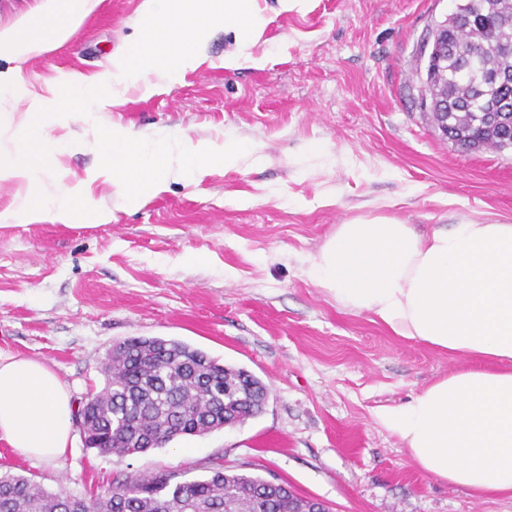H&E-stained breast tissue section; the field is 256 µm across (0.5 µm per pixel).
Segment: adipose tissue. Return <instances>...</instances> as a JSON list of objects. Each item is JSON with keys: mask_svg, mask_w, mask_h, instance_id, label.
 <instances>
[{"mask_svg": "<svg viewBox=\"0 0 512 512\" xmlns=\"http://www.w3.org/2000/svg\"><path fill=\"white\" fill-rule=\"evenodd\" d=\"M97 0H37L0 21V222L108 224L95 183L121 207L141 205L172 176L202 182L214 169L260 165L240 138L191 141L100 121L129 90L150 96L181 84L216 28L233 38L224 66L262 65L254 55L269 19L260 0H142L136 33L106 72L68 73L35 85L26 67L66 45ZM88 122L96 152L85 177L65 157ZM308 282L351 313H369L396 336L473 359L427 384L406 403L379 408L377 423L398 436L425 474L470 497L512 498V224L465 221L419 233L387 215L337 225L304 269ZM74 404L44 362L0 357V440L24 458L63 457Z\"/></svg>", "mask_w": 512, "mask_h": 512, "instance_id": "ef3b65f1", "label": "adipose tissue"}]
</instances>
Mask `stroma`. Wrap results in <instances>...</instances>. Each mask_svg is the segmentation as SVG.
<instances>
[{
	"label": "stroma",
	"instance_id": "35a3bbf8",
	"mask_svg": "<svg viewBox=\"0 0 512 512\" xmlns=\"http://www.w3.org/2000/svg\"><path fill=\"white\" fill-rule=\"evenodd\" d=\"M142 0H99L64 48L31 76L104 71L131 38ZM270 22L262 67L224 68L230 34L168 92L130 91L108 118L191 140H249L265 165L170 179L108 224L0 223V355L47 363L74 403L101 390L102 362L133 337L188 343L268 388L244 424L180 437L134 456L101 455L74 433L52 461L0 441V472L47 491L107 493L127 473L200 463L288 483L330 512H512L418 469L375 420L464 361L351 314L302 275L338 224L375 210L418 230L465 220L512 224V149L465 150L419 106L420 47L455 0H309ZM200 254L204 263H186Z\"/></svg>",
	"mask_w": 512,
	"mask_h": 512
}]
</instances>
